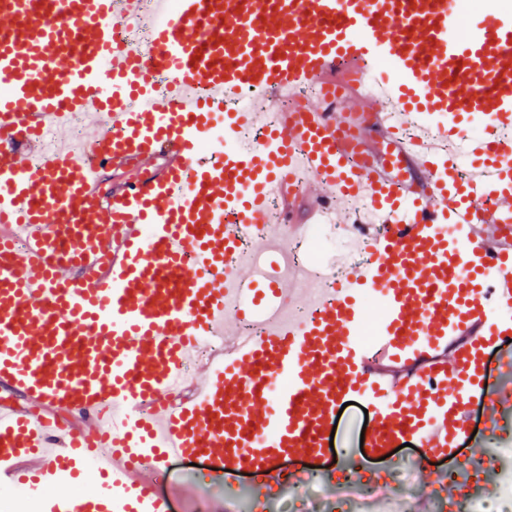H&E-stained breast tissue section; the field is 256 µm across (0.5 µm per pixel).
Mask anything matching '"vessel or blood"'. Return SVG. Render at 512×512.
<instances>
[{"mask_svg":"<svg viewBox=\"0 0 512 512\" xmlns=\"http://www.w3.org/2000/svg\"><path fill=\"white\" fill-rule=\"evenodd\" d=\"M141 3L0 0V389L34 405L0 404V488L37 495L95 468L96 493L67 494L65 512H169L154 484L173 452L277 485V461L322 456L357 397L373 415L365 451L336 462L355 478L405 436L455 457L473 402L511 425L512 390L488 391L485 355L512 365V168L490 138H464L465 172L440 142L461 118L512 128V23L461 34L448 0H178L133 52L112 19ZM380 57L393 91L350 85ZM308 83L345 89L205 164L225 95ZM411 104L442 125L408 135ZM76 111L112 122L77 160L33 168L48 120ZM298 159L310 217L342 222L370 256L339 287L273 278L259 294L241 271L265 243L243 229L267 223L269 194L296 201ZM109 168L137 178L103 196ZM375 290L386 312L367 348L358 297ZM215 335L223 347L186 380ZM276 377L288 384L267 397Z\"/></svg>","mask_w":512,"mask_h":512,"instance_id":"b4317fda","label":"vessel or blood"}]
</instances>
